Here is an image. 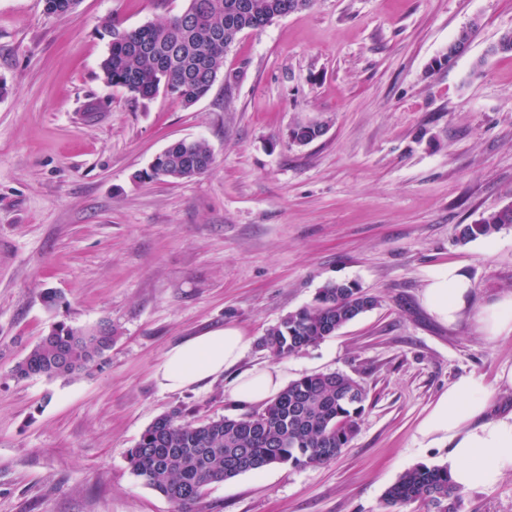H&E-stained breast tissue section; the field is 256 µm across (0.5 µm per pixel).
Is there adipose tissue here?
<instances>
[{"instance_id":"ef3b65f1","label":"adipose tissue","mask_w":512,"mask_h":512,"mask_svg":"<svg viewBox=\"0 0 512 512\" xmlns=\"http://www.w3.org/2000/svg\"><path fill=\"white\" fill-rule=\"evenodd\" d=\"M470 289L461 269L446 265L427 278L420 302L441 324L452 326L469 315L487 339L512 335V295L474 312ZM249 343L233 326L191 337L165 354L153 378L159 389L168 392L206 384L236 365ZM282 388L280 370L270 366L240 374L228 395L237 403L253 405L272 399ZM501 388L512 389V368L502 369L493 385L474 376L460 378L440 393L417 427L427 445L448 444V470L461 489L489 487L512 474V412L490 413L492 399Z\"/></svg>"}]
</instances>
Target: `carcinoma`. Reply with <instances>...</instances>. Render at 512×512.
Wrapping results in <instances>:
<instances>
[{
    "instance_id": "carcinoma-1",
    "label": "carcinoma",
    "mask_w": 512,
    "mask_h": 512,
    "mask_svg": "<svg viewBox=\"0 0 512 512\" xmlns=\"http://www.w3.org/2000/svg\"><path fill=\"white\" fill-rule=\"evenodd\" d=\"M80 0H44L45 12L72 13ZM312 0H187L185 10L159 24L127 28L118 19L102 20L109 34L100 63L102 79L142 99L163 91L191 106L211 90L224 66V53L249 30L266 26L285 11H299ZM478 22L463 27L448 43L446 59L469 47ZM320 123L299 124L290 138L306 145L320 137ZM214 163L209 145L175 142L158 161L136 175L140 180L179 181L208 171ZM512 226V202L486 212L473 224H461L459 239L491 237ZM377 297L352 283L329 282L313 304L288 314L267 329L259 346L277 357H290L330 338L345 325L379 306ZM112 347V325L93 330L55 325L11 375L66 377L86 370ZM368 398L367 387L342 372L306 375L291 381L259 410L201 422L181 412L155 419L129 450L132 473L145 486L171 501L177 512H192L207 486L274 465L294 468L323 465L347 447L357 432ZM461 491L445 465L418 464L404 471L384 492L388 509L416 502L430 512H456Z\"/></svg>"
}]
</instances>
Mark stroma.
Listing matches in <instances>:
<instances>
[{
  "instance_id": "stroma-1",
  "label": "stroma",
  "mask_w": 512,
  "mask_h": 512,
  "mask_svg": "<svg viewBox=\"0 0 512 512\" xmlns=\"http://www.w3.org/2000/svg\"><path fill=\"white\" fill-rule=\"evenodd\" d=\"M185 5L81 0L54 17L43 0H0V512H175L132 474L129 449L176 410L242 413L225 386L267 366L287 382L333 371L363 382L355 436L329 463L211 484L193 512H384L405 470L448 458L416 433L438 394L512 365V336L444 326L419 302L445 264L468 276L472 309L512 292V227L457 239L512 201V55L486 54L512 31V0H313L242 34L189 107L100 78L102 18L137 27ZM475 19L469 50L446 61ZM311 121L324 135L292 143ZM182 138L208 142L207 172L138 180ZM330 281L380 304L301 354L258 347ZM106 322L112 347L91 369L11 376L52 325ZM228 325L252 339L237 370L157 387L170 348ZM458 512H512V475L464 492Z\"/></svg>"
}]
</instances>
